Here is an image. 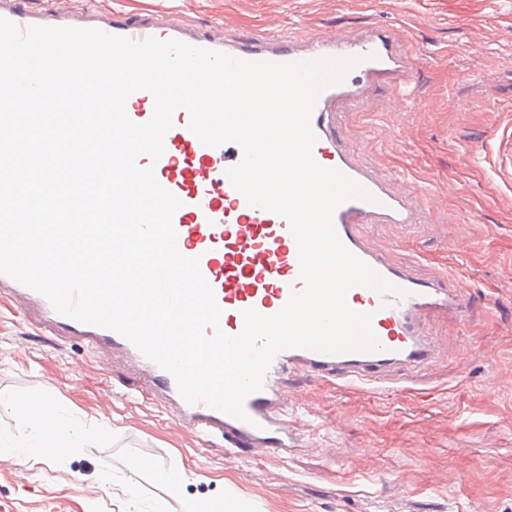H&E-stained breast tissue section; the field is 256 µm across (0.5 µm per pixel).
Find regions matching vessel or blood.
I'll list each match as a JSON object with an SVG mask.
<instances>
[{
	"mask_svg": "<svg viewBox=\"0 0 512 512\" xmlns=\"http://www.w3.org/2000/svg\"><path fill=\"white\" fill-rule=\"evenodd\" d=\"M0 18L23 30L32 26L72 27L97 29L135 42L179 40L252 62L353 60L343 79L325 89L317 100L311 116L316 135L313 157L321 166L339 169L370 193V200L341 204L334 212V227L349 251L400 289L399 294L383 296L357 286L346 297L352 310L371 314L381 350L323 354L292 348L280 352L265 375L262 389L247 396L244 409L248 418L244 421L202 403L186 402L173 375L129 340L113 330L59 314L45 296L4 274H0V302L31 311L39 327L52 335L124 358L158 388L181 427L208 440L222 439L230 451L243 447L284 457L297 447L298 438L288 428L291 404L282 387L290 371L350 387L376 382L395 366L414 369L434 363L436 352L422 330L423 316L433 309L464 316L469 297L463 289L448 287L444 279L416 278L369 242L363 232L365 225L425 223L428 202L415 188L364 166L356 153L344 146L336 128L338 113L365 105L381 77L403 78L414 71L415 56L400 49L398 37L389 28L372 26L347 33L287 28L242 39L228 35L220 25L201 31L174 12L132 20L119 11L74 13L60 6L58 0L38 9L24 7L21 0H0ZM154 108L155 98L145 89L130 94L125 103L127 116L137 124L147 123ZM190 122V112L177 109L164 137L161 157L154 160L143 154L137 164L143 169L153 168L159 184L181 202L173 216L177 248L184 256L199 258L200 270L222 309L219 327H206V335L219 329L236 335L244 327V310L276 314L291 295L303 292L306 284L289 220L250 206L226 175L227 169L242 159L240 146L233 142L205 145L191 131Z\"/></svg>",
	"mask_w": 512,
	"mask_h": 512,
	"instance_id": "vessel-or-blood-1",
	"label": "vessel or blood"
}]
</instances>
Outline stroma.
Here are the masks:
<instances>
[{"label":"stroma","instance_id":"1","mask_svg":"<svg viewBox=\"0 0 512 512\" xmlns=\"http://www.w3.org/2000/svg\"><path fill=\"white\" fill-rule=\"evenodd\" d=\"M130 15L169 9L200 29L239 37L262 29L381 25L399 29L418 65L388 80L371 107L342 112L338 129L361 162L435 196L426 224H370L367 237L421 279L468 290L460 319L422 325L438 362L339 387L300 371L301 448L287 459L226 456L173 427L154 388L122 360L40 332L0 306V437L22 428L32 394L85 434L56 461L0 465L8 512H157L176 508L154 471L185 470L186 496L218 504L225 488L258 512H512V184L489 163L512 129V0H63ZM109 469L101 490L97 476Z\"/></svg>","mask_w":512,"mask_h":512}]
</instances>
